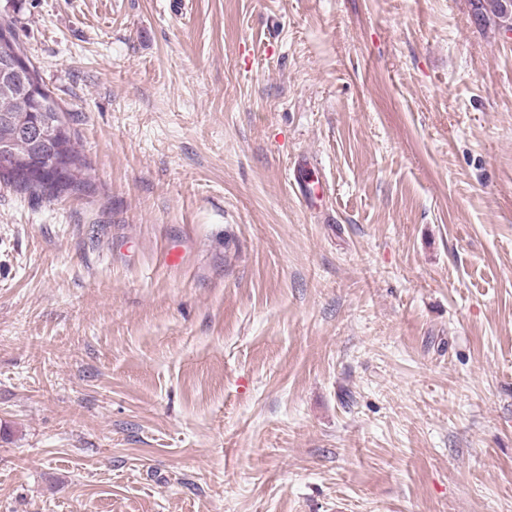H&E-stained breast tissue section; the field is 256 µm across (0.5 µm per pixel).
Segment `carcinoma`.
Wrapping results in <instances>:
<instances>
[{"label": "carcinoma", "instance_id": "1", "mask_svg": "<svg viewBox=\"0 0 512 512\" xmlns=\"http://www.w3.org/2000/svg\"><path fill=\"white\" fill-rule=\"evenodd\" d=\"M478 22L493 20L512 26V0H472ZM52 129L56 155L67 159L61 170L48 169L41 143L29 140L35 126ZM15 150L11 170L0 169V183L17 190L55 198L89 185L87 164L77 149L66 112L25 59L12 26L0 23V150Z\"/></svg>", "mask_w": 512, "mask_h": 512}]
</instances>
